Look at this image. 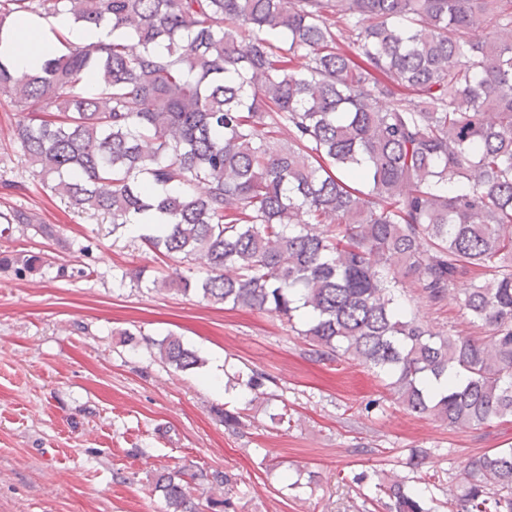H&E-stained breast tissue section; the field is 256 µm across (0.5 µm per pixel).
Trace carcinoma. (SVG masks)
<instances>
[{
    "label": "carcinoma",
    "instance_id": "cac0c4a2",
    "mask_svg": "<svg viewBox=\"0 0 512 512\" xmlns=\"http://www.w3.org/2000/svg\"><path fill=\"white\" fill-rule=\"evenodd\" d=\"M49 1L134 42L55 31L65 51L24 84L0 62L44 186L114 234L158 216L141 241L207 267L160 287L302 320L312 359L358 361L412 414L512 416V0H0V28ZM4 220L64 245L27 210ZM471 272L477 334L403 313L406 279L436 304ZM152 345L176 370L204 363L171 333ZM192 483L229 478L159 474L166 512H199ZM379 490L428 512L400 478ZM460 507L512 512V448L468 461Z\"/></svg>",
    "mask_w": 512,
    "mask_h": 512
}]
</instances>
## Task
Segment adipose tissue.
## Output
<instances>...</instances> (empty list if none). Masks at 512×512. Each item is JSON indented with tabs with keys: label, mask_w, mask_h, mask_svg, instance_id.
<instances>
[{
	"label": "adipose tissue",
	"mask_w": 512,
	"mask_h": 512,
	"mask_svg": "<svg viewBox=\"0 0 512 512\" xmlns=\"http://www.w3.org/2000/svg\"><path fill=\"white\" fill-rule=\"evenodd\" d=\"M62 32L77 46L98 44L106 46L127 39L124 28L106 23L90 27L76 22L72 15L60 12L46 18L16 17L0 30V61L5 62L18 80H26L36 63L52 52V32Z\"/></svg>",
	"instance_id": "1"
}]
</instances>
